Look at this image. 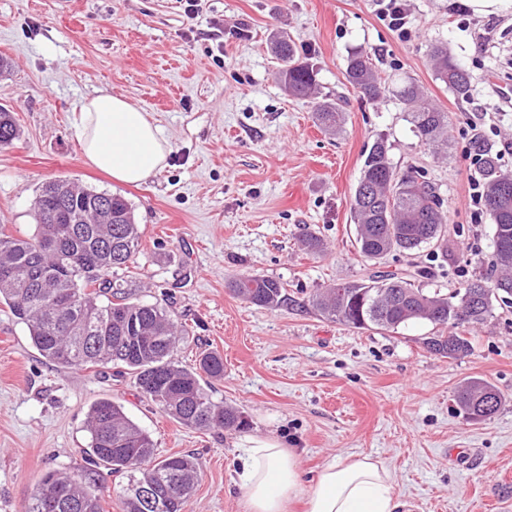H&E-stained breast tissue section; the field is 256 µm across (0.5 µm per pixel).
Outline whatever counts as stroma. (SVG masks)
<instances>
[{
  "mask_svg": "<svg viewBox=\"0 0 512 512\" xmlns=\"http://www.w3.org/2000/svg\"><path fill=\"white\" fill-rule=\"evenodd\" d=\"M408 39L383 20L379 0H0V106L20 130L0 149V224L33 234L43 183L67 179L124 196L141 226L140 252L121 278L134 299L160 303L185 326L178 358L224 357L214 401L239 408L236 431L187 428L145 399L113 367H57L0 303V512H23L50 471L92 470L87 417L98 399L120 403L151 436L157 457L191 453L200 477L189 512H245L236 472L250 437H277L304 479L331 458L369 455L393 470L409 512H512V307L467 332L461 359L428 352L431 324L353 329L323 319L308 297L373 267L428 268L419 287L458 288L492 253L493 221L474 216L468 182L480 177L473 126L512 170V13L467 16L455 0H403ZM309 58L318 97L342 101L339 132L321 130L314 100L277 78L274 35ZM470 75L459 97L435 73L431 45ZM360 51L382 83L419 84L448 115V156L415 135L390 93L371 100L345 78ZM148 112L170 145L144 184H119L88 165L73 128L98 91ZM317 97V98H318ZM385 138L399 173L436 191L448 214V253L394 252L379 265L356 245L351 203L363 160ZM322 239V255L300 241ZM243 272L278 278L292 305L267 310L234 297ZM488 381L502 396L491 418L459 412L458 387Z\"/></svg>",
  "mask_w": 512,
  "mask_h": 512,
  "instance_id": "1",
  "label": "stroma"
}]
</instances>
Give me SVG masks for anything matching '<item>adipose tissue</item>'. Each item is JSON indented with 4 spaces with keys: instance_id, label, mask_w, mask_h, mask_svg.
<instances>
[{
    "instance_id": "adipose-tissue-1",
    "label": "adipose tissue",
    "mask_w": 512,
    "mask_h": 512,
    "mask_svg": "<svg viewBox=\"0 0 512 512\" xmlns=\"http://www.w3.org/2000/svg\"><path fill=\"white\" fill-rule=\"evenodd\" d=\"M73 127L86 162L120 183L146 182L170 152L146 112L106 91L81 104ZM237 475L246 512H288L299 499L305 512H403L405 507L394 473L381 461L335 457L306 483L296 452L274 437L247 439Z\"/></svg>"
}]
</instances>
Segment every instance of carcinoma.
Instances as JSON below:
<instances>
[{
    "mask_svg": "<svg viewBox=\"0 0 512 512\" xmlns=\"http://www.w3.org/2000/svg\"><path fill=\"white\" fill-rule=\"evenodd\" d=\"M281 61L278 78L301 97L315 94L314 68L286 37L273 41ZM431 59L438 79L458 96L470 90L466 70L436 45ZM346 80L366 97L376 99L382 86L369 57L353 53ZM414 132L442 151L448 147V113L432 107L412 81L397 91ZM315 119L325 130L341 127L342 109L316 102ZM19 129L12 112L0 108V149L13 145ZM481 175L485 205L493 223V253L485 273L450 293L425 291L412 279L427 274L373 271L361 281L317 289L308 305L324 318L354 329L395 330L428 322L437 330L423 346L445 358L469 355L464 333L494 314L493 299L512 298V172L500 168L491 150L482 149ZM102 194L73 182L44 183L36 197V233L18 237L0 225V303L26 326L29 339L50 363L66 368L112 364L133 376L142 396L183 426L240 430L242 412L218 403L202 385L224 378V357L202 352L195 366L177 360L182 329L158 304L135 301L117 272L135 263L142 231L133 208L120 194L101 203ZM352 214L359 253L368 260L391 252L412 253L447 241L448 216L433 188L410 174H399L384 139L369 149L355 191ZM499 288L498 293L491 292ZM234 296L267 310L292 303L283 283L258 273L235 276L228 283ZM458 409L472 420L493 416L500 394L481 379L467 382L456 394ZM89 453L109 473L120 476L122 512H188L198 479L192 454L155 457L150 436L110 399L95 401L88 413ZM153 494L152 501L139 489ZM24 512H103L100 487L87 474L67 470L46 473Z\"/></svg>",
    "mask_w": 512,
    "mask_h": 512,
    "instance_id": "obj_1",
    "label": "carcinoma"
}]
</instances>
